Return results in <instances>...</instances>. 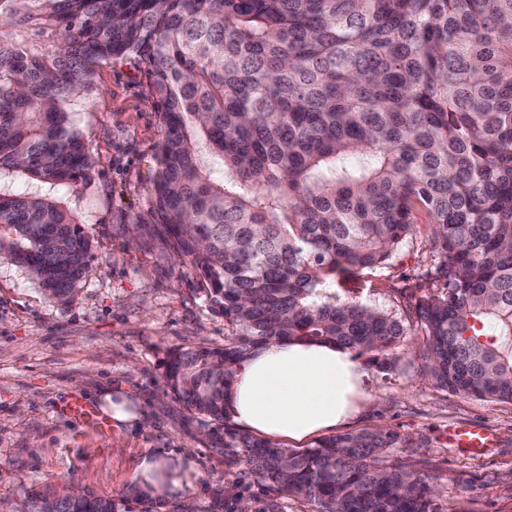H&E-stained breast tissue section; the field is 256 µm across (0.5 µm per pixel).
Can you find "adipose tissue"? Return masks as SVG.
I'll return each mask as SVG.
<instances>
[{
    "label": "adipose tissue",
    "instance_id": "obj_1",
    "mask_svg": "<svg viewBox=\"0 0 512 512\" xmlns=\"http://www.w3.org/2000/svg\"><path fill=\"white\" fill-rule=\"evenodd\" d=\"M363 374L351 353L310 341L260 349L239 366L232 390L236 421L272 439H303L344 424L354 413ZM172 448L147 451L134 478L151 496L181 497L173 464L187 461Z\"/></svg>",
    "mask_w": 512,
    "mask_h": 512
}]
</instances>
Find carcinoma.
Listing matches in <instances>:
<instances>
[{
    "mask_svg": "<svg viewBox=\"0 0 512 512\" xmlns=\"http://www.w3.org/2000/svg\"><path fill=\"white\" fill-rule=\"evenodd\" d=\"M134 56L160 110L154 231L224 317V344L171 351L164 388L214 422L225 471L247 468L310 512H433L391 463L415 442L362 430L292 449L234 427L237 367L313 341L395 368L407 336L456 394L512 403V0H0V224L13 257L67 306L93 246L71 192L95 167L72 119L102 61ZM428 224L443 286L389 311L331 292L389 264ZM126 502L153 512L136 487ZM27 512H115L28 495ZM249 502L232 483L212 512Z\"/></svg>",
    "mask_w": 512,
    "mask_h": 512,
    "instance_id": "1",
    "label": "carcinoma"
}]
</instances>
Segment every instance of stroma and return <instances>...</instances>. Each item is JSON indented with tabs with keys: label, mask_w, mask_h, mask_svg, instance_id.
<instances>
[{
	"label": "stroma",
	"mask_w": 512,
	"mask_h": 512,
	"mask_svg": "<svg viewBox=\"0 0 512 512\" xmlns=\"http://www.w3.org/2000/svg\"><path fill=\"white\" fill-rule=\"evenodd\" d=\"M91 93L74 115L96 165L64 197L93 242L92 269L73 305L51 301L29 271L0 253V512H23L28 492L69 484L117 501L133 486L150 448L187 451L194 465L184 494L210 512L219 487L236 483L253 508L265 495L246 472L228 473L210 447L208 419L190 415L164 389L169 351L224 342V319L184 259L163 237H132L134 222H153L149 197L162 137L150 83L135 57L96 67ZM417 233L389 265L360 278L340 276L334 290L379 308L400 310L403 290L440 286ZM395 371L364 366V396L343 432L377 427L428 439L399 448L394 462L420 472L437 494L434 512H512V403L483 401L438 389L424 371L422 339ZM128 391L136 422L102 433L63 408L72 392L100 405L106 390ZM469 424L494 433L481 456L449 445L448 429Z\"/></svg>",
	"instance_id": "stroma-1"
}]
</instances>
